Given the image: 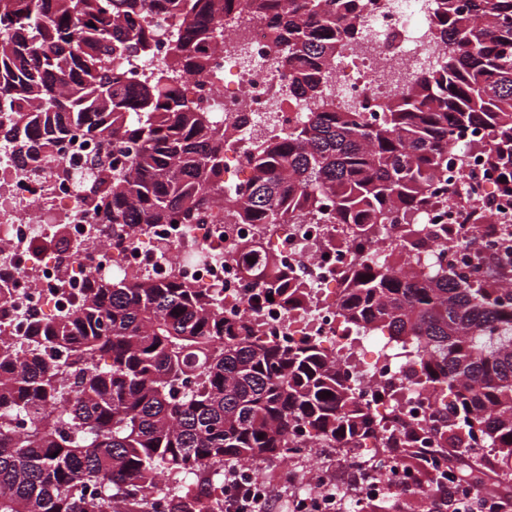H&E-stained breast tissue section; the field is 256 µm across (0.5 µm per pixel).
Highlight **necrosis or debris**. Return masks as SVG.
Returning <instances> with one entry per match:
<instances>
[{"label": "necrosis or debris", "instance_id": "obj_1", "mask_svg": "<svg viewBox=\"0 0 512 512\" xmlns=\"http://www.w3.org/2000/svg\"><path fill=\"white\" fill-rule=\"evenodd\" d=\"M361 21V38L337 60L327 93L337 106L356 107L369 118L385 96L405 90L433 66L439 48L433 39V11L425 0H365ZM174 26L172 18L155 17L150 52L123 58L133 83L152 80L168 62V32ZM224 38L225 47L214 53L208 73L191 79L186 89L228 132L224 184L235 191L250 175L252 145L305 119L309 106L285 94L268 30L248 10H241L236 25L226 27ZM228 76L234 79L230 88L224 85ZM93 152V141L80 136L54 146L43 160L31 164L0 143V288L9 295L5 315L10 327L72 310L88 280L133 272L219 292L225 316H251L252 285L233 252L240 240L263 236L318 304L310 315L276 306L262 309L274 334L292 342L320 337L339 361L355 364L362 404L375 406L387 427L428 418L434 399L413 385L415 365L388 345L366 350L364 341L354 340L336 314V291L352 258L345 225L241 224L228 214L220 223L207 218L200 224L127 225L116 238L109 225L92 223L83 196V166ZM55 224L65 225L68 240L78 248L65 265L58 252L32 249ZM441 224L449 229V242L434 247L418 262V270L443 266L467 273L464 243L474 223L465 200L444 211H427L420 231L429 235Z\"/></svg>", "mask_w": 512, "mask_h": 512}]
</instances>
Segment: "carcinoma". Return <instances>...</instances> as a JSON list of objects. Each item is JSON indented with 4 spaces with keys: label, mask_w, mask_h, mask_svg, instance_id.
Returning <instances> with one entry per match:
<instances>
[{
    "label": "carcinoma",
    "mask_w": 512,
    "mask_h": 512,
    "mask_svg": "<svg viewBox=\"0 0 512 512\" xmlns=\"http://www.w3.org/2000/svg\"><path fill=\"white\" fill-rule=\"evenodd\" d=\"M232 0H0V140L40 158L81 121L99 152L84 191L94 224L194 223L229 209L243 224H345L356 255L336 298L355 336H383L417 364L416 383L448 398L432 417L438 448L471 452L477 430L512 476V292L487 274L419 273L418 230L391 259L367 251L388 226L417 223L449 195L444 178L473 152L512 196V0H433L441 53L369 121L325 93L332 62L360 35V0H251L271 29L288 92L315 105L252 146L244 195L224 189V132L188 98L184 79L224 49ZM179 19L173 57L134 85L118 60L148 52L153 32L129 16ZM468 129L486 137L460 141ZM239 259L251 304L313 302L258 238ZM273 300H268L267 295ZM322 342L290 344L257 318H224L220 297L179 280L94 279L80 307L24 336L0 333V512H148L166 482L167 512H224L218 471L284 459L305 435L324 448H410L417 430L384 437L351 374ZM331 395L322 397L324 392ZM401 466L424 475L413 453Z\"/></svg>",
    "instance_id": "carcinoma-1"
}]
</instances>
